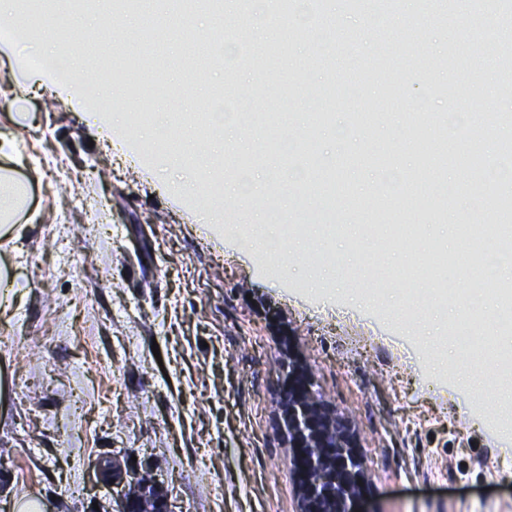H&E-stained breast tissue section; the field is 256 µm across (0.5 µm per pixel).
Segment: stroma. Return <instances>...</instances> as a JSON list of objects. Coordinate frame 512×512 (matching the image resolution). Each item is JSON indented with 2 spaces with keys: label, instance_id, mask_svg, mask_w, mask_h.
<instances>
[{
  "label": "stroma",
  "instance_id": "1",
  "mask_svg": "<svg viewBox=\"0 0 512 512\" xmlns=\"http://www.w3.org/2000/svg\"><path fill=\"white\" fill-rule=\"evenodd\" d=\"M309 6L298 0L289 16L283 54H264L275 30L262 26L253 67H237L227 44L222 70L196 68L188 41L214 46L218 37L192 11L167 24L165 0H153L147 17H113L133 29L130 46L95 39L99 11L71 12L59 49L87 67L112 62L111 89L83 98L27 69L24 45L40 29L0 42V134L14 140L15 176L41 213L21 241L0 238V265L15 278L0 315V512L22 495L43 512H116L135 475L156 481L174 512H297L277 407L293 360L352 422L368 466L361 512H512V432L502 431L512 402L457 378L458 313L440 309L443 338L428 344L400 312L428 268L440 287L473 288L454 260L458 241L449 263L422 241L445 226L459 231L463 214L476 225L488 214L459 160L447 180L429 183L416 216L397 178L416 165L414 113L445 105L460 71L482 87L463 100L467 112L506 114L512 97L491 93L495 72L468 48L443 69L405 73L421 93L407 111H387L378 70L410 52L396 38L401 21L378 27L376 0L357 12L333 0L322 35L305 25ZM149 17L163 28L147 26ZM152 69L168 92L142 124ZM106 95L120 104L115 129L97 108ZM218 103L240 139L222 140L208 121ZM319 112L329 115L321 126ZM362 112L361 126L353 117ZM341 128L355 139L346 149L335 143ZM284 133L296 141L281 162L301 173L289 194L264 201L260 189L238 188L224 199L223 223H206L212 185L242 141ZM381 147L388 163L376 160ZM279 204L294 221L285 262L256 241L252 222ZM326 210L336 215L327 241L309 240L308 225ZM91 220L109 223L108 238L88 243L81 227ZM368 225L390 242L381 254ZM70 264L79 278L65 275ZM342 265L351 274L341 276ZM378 265L395 273L394 291L374 287ZM104 455L119 462L124 483L101 482L94 464Z\"/></svg>",
  "mask_w": 512,
  "mask_h": 512
}]
</instances>
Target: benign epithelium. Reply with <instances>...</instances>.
<instances>
[{"mask_svg":"<svg viewBox=\"0 0 512 512\" xmlns=\"http://www.w3.org/2000/svg\"><path fill=\"white\" fill-rule=\"evenodd\" d=\"M281 427L292 450L291 470L298 491V512H355L366 470L351 442V426L318 397L307 371L288 365L279 402ZM101 479L121 478L115 461L101 457ZM120 512H172L167 496L150 479L136 478Z\"/></svg>","mask_w":512,"mask_h":512,"instance_id":"obj_1","label":"benign epithelium"}]
</instances>
